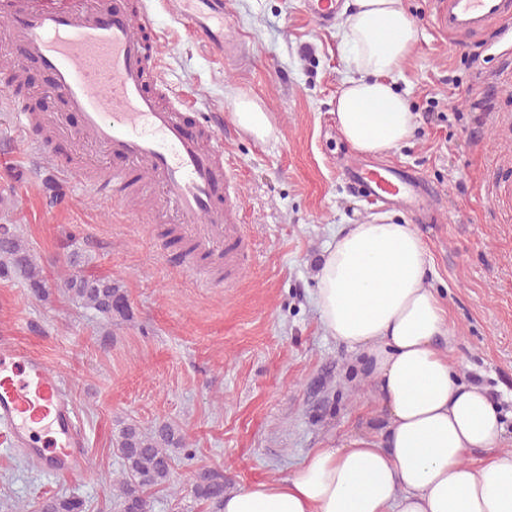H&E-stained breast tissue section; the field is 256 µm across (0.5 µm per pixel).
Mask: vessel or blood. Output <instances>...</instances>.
<instances>
[{
	"instance_id": "vessel-or-blood-1",
	"label": "vessel or blood",
	"mask_w": 512,
	"mask_h": 512,
	"mask_svg": "<svg viewBox=\"0 0 512 512\" xmlns=\"http://www.w3.org/2000/svg\"><path fill=\"white\" fill-rule=\"evenodd\" d=\"M438 26L468 39L512 19V0H439ZM317 26L334 24L344 0H303ZM172 12L220 55L237 48L224 27V0H172ZM0 23L10 32L16 75L36 64L49 71L47 88L79 118L62 137L111 157L105 176L90 179L85 166L62 163L81 193L95 200L154 199L173 219L192 252L180 261L191 275L223 255L226 276L244 265L247 242L224 164L221 111H186L171 86L154 79L157 47L144 15L129 0H0ZM346 176L372 202L405 211L422 224L434 215L437 189L393 164L350 163ZM0 426L16 447L47 472L83 469L75 406L65 381L47 362L0 336Z\"/></svg>"
}]
</instances>
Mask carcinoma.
I'll use <instances>...</instances> for the list:
<instances>
[{"label":"carcinoma","mask_w":512,"mask_h":512,"mask_svg":"<svg viewBox=\"0 0 512 512\" xmlns=\"http://www.w3.org/2000/svg\"><path fill=\"white\" fill-rule=\"evenodd\" d=\"M0 262L23 274L33 295L48 294L42 271L33 263L13 224H0ZM64 287L108 320L128 312L124 289L109 277L76 273L67 278ZM180 445L181 437L170 424L149 433L134 423L121 427L115 440L123 466L116 484L120 512H150L147 492L170 485L173 451ZM224 491V472L218 468L201 469L193 477L192 492L199 500L217 505L224 499ZM36 512H86V504L74 496L51 495L37 502Z\"/></svg>","instance_id":"obj_1"}]
</instances>
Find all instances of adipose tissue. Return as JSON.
I'll use <instances>...</instances> for the list:
<instances>
[{
    "mask_svg": "<svg viewBox=\"0 0 512 512\" xmlns=\"http://www.w3.org/2000/svg\"><path fill=\"white\" fill-rule=\"evenodd\" d=\"M340 46L351 73L336 122L356 151L383 154L416 128L395 76L414 26L401 0H354ZM423 241L410 224H344L316 277L326 337L360 354L381 390L384 441L310 449L287 476L228 491L220 512H512V454L479 465L471 448L494 447L502 414L486 391L462 385L439 340L446 311L428 283Z\"/></svg>",
    "mask_w": 512,
    "mask_h": 512,
    "instance_id": "1",
    "label": "adipose tissue"
}]
</instances>
